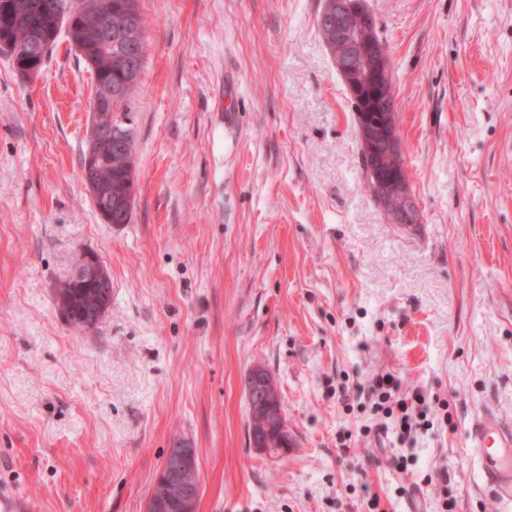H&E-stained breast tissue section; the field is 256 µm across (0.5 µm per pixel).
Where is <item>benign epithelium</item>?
<instances>
[{"label":"benign epithelium","instance_id":"7a95c632","mask_svg":"<svg viewBox=\"0 0 512 512\" xmlns=\"http://www.w3.org/2000/svg\"><path fill=\"white\" fill-rule=\"evenodd\" d=\"M361 14L357 0H331L328 10L321 17V26L336 34V50L331 58L336 71L354 103L365 102L377 113V119L369 120L363 112L356 113L359 141L371 182V191L393 224H416L419 210L409 192L408 180L397 138V118L391 90L380 80L369 82L371 60L386 52L383 44L365 38L352 25V19ZM100 43L112 47V11L99 12ZM98 108L90 114L87 130V146L82 166V178L89 193L106 203L110 202L111 185L101 177V167L112 160V154L121 151L125 134L114 128L112 112V85L102 86L97 98ZM71 280L82 281L95 287L98 300L92 317H78L81 327L90 331L105 317L110 308L107 288L111 276L97 255L84 253L83 262L71 274ZM272 377L266 369L257 365L251 369L245 387L250 401L251 415L258 416L264 426L275 423L285 432L283 413L275 402L271 389ZM196 465L195 449L183 441L170 449L158 478L162 479L167 495L150 496L145 512H166L170 503L178 504L182 512H196L199 497L198 483L187 478Z\"/></svg>","mask_w":512,"mask_h":512}]
</instances>
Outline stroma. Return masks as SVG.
Wrapping results in <instances>:
<instances>
[{
  "label": "stroma",
  "instance_id": "obj_1",
  "mask_svg": "<svg viewBox=\"0 0 512 512\" xmlns=\"http://www.w3.org/2000/svg\"><path fill=\"white\" fill-rule=\"evenodd\" d=\"M367 3L414 233L367 187L323 0H139L128 224L83 183L94 82L67 37L32 80L0 55V484L34 512H144L182 440L197 512H508L468 436L485 411L512 429V0ZM86 250L112 278L89 332L56 306ZM257 365L288 451L249 441ZM386 370L430 401L403 446L371 411Z\"/></svg>",
  "mask_w": 512,
  "mask_h": 512
}]
</instances>
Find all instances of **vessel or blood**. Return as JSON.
<instances>
[{"instance_id": "obj_1", "label": "vessel or blood", "mask_w": 512, "mask_h": 512, "mask_svg": "<svg viewBox=\"0 0 512 512\" xmlns=\"http://www.w3.org/2000/svg\"><path fill=\"white\" fill-rule=\"evenodd\" d=\"M485 482L504 502L512 503V431H506L495 415L482 413L469 435ZM30 502L19 490L0 488V512H29Z\"/></svg>"}]
</instances>
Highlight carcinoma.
<instances>
[{
    "label": "carcinoma",
    "instance_id": "carcinoma-1",
    "mask_svg": "<svg viewBox=\"0 0 512 512\" xmlns=\"http://www.w3.org/2000/svg\"><path fill=\"white\" fill-rule=\"evenodd\" d=\"M38 2L14 0L13 8L6 17H0V54L10 57L17 74L25 79V66L14 54V47L35 45L33 64L41 70L64 29L94 80L100 84L112 82V92L116 94L112 102L118 105V111H124L137 87L146 54V20L139 11L138 0H98L102 7L112 6V13L124 14L123 28L112 31L110 57L99 52L95 38L90 35L94 15L82 8L84 0H61V12L57 15L41 12L37 8ZM129 184L136 185L135 163L121 170L112 169V185L121 196H126Z\"/></svg>",
    "mask_w": 512,
    "mask_h": 512
}]
</instances>
